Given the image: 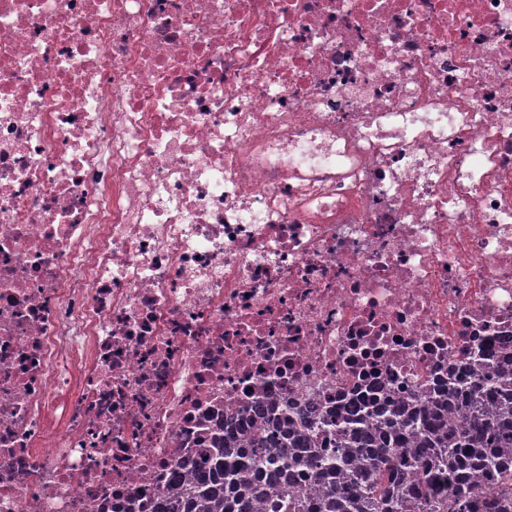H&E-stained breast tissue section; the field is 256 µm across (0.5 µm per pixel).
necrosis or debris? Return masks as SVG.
<instances>
[{
    "label": "necrosis or debris",
    "mask_w": 512,
    "mask_h": 512,
    "mask_svg": "<svg viewBox=\"0 0 512 512\" xmlns=\"http://www.w3.org/2000/svg\"><path fill=\"white\" fill-rule=\"evenodd\" d=\"M512 351V0H0V512H126L256 404Z\"/></svg>",
    "instance_id": "4bbe7bcc"
}]
</instances>
